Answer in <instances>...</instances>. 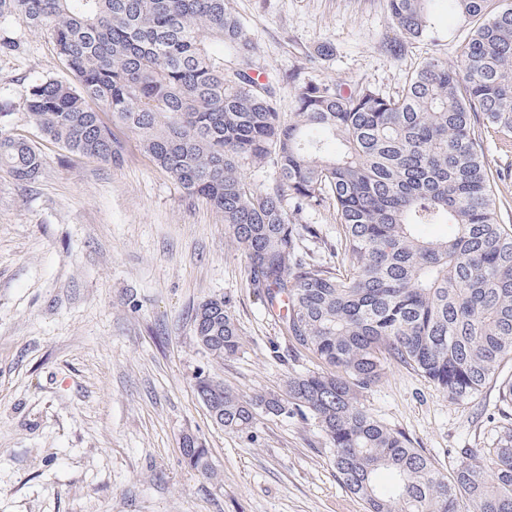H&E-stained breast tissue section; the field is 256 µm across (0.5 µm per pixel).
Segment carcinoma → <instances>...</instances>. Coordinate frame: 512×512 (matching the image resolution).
I'll use <instances>...</instances> for the list:
<instances>
[{
    "label": "carcinoma",
    "instance_id": "carcinoma-1",
    "mask_svg": "<svg viewBox=\"0 0 512 512\" xmlns=\"http://www.w3.org/2000/svg\"><path fill=\"white\" fill-rule=\"evenodd\" d=\"M436 0H387L393 51L428 33ZM448 0L472 23L461 68L429 58L386 96L368 84L308 80L294 111L262 76L255 45L226 0H0L46 32L76 80L34 83L29 118L76 154L119 163L124 146L103 114L135 135L152 161L224 217L268 312L322 368L281 393L242 396L200 371L195 390L224 429L250 434L256 416L311 415L340 480L368 512H512V421L487 448L443 474L407 438L365 412L362 392L388 363L410 367L455 400L491 383L512 405V225L498 220L482 121L512 135V3ZM272 169L255 184L252 165ZM43 157L28 139L0 133V168L36 179ZM328 206L341 226L343 272L298 249L285 199ZM425 224L449 232L426 238ZM211 360L243 346L227 301L192 314ZM184 461L213 474L208 450L187 436Z\"/></svg>",
    "mask_w": 512,
    "mask_h": 512
}]
</instances>
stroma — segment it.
Here are the masks:
<instances>
[{"label": "stroma", "mask_w": 512, "mask_h": 512, "mask_svg": "<svg viewBox=\"0 0 512 512\" xmlns=\"http://www.w3.org/2000/svg\"><path fill=\"white\" fill-rule=\"evenodd\" d=\"M265 73L367 83L401 92L429 57L457 67L466 33L437 0L427 36L392 55L387 0H228ZM0 132L42 152L35 180L0 168V512H367L339 479L312 417L258 415L252 436L224 430L195 390L199 371L237 393L282 392L319 361L288 336L251 286L243 251L223 217L190 197L120 124V164L45 139L26 110L29 87L71 81L48 36L0 22ZM329 45L330 56L317 55ZM496 173L501 221L512 225V142L482 131ZM312 233L301 250L336 267L332 210L293 214ZM229 301L243 347L212 362L192 313ZM360 404L450 472L465 449L487 447L512 418L490 386L455 401L409 367L391 363ZM207 448L214 476L188 466L185 437Z\"/></svg>", "instance_id": "obj_1"}]
</instances>
